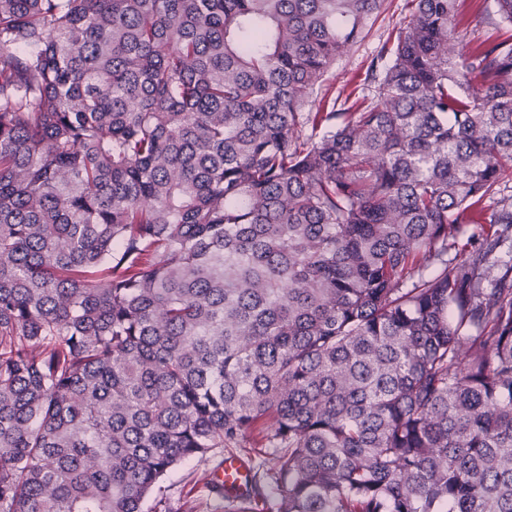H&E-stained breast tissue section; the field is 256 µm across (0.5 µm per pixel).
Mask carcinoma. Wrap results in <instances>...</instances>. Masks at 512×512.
<instances>
[{"instance_id": "1", "label": "carcinoma", "mask_w": 512, "mask_h": 512, "mask_svg": "<svg viewBox=\"0 0 512 512\" xmlns=\"http://www.w3.org/2000/svg\"><path fill=\"white\" fill-rule=\"evenodd\" d=\"M380 2L0 0V512H512V33L305 111ZM247 476V466L235 456L224 462V468L215 476V480L223 482L224 488L231 495L244 496L247 490ZM215 463L204 465L197 460L185 462L174 468L165 478L163 485L178 512H214L221 506L207 496L204 488L205 477H212Z\"/></svg>"}]
</instances>
